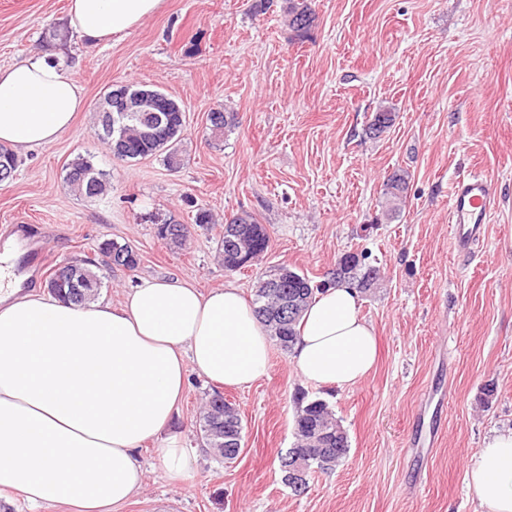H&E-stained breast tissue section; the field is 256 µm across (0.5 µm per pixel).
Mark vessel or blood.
I'll return each instance as SVG.
<instances>
[{"instance_id": "obj_1", "label": "vessel or blood", "mask_w": 512, "mask_h": 512, "mask_svg": "<svg viewBox=\"0 0 512 512\" xmlns=\"http://www.w3.org/2000/svg\"><path fill=\"white\" fill-rule=\"evenodd\" d=\"M492 202V183L487 177L471 174L454 183L448 201V222L457 251H469L484 234Z\"/></svg>"}]
</instances>
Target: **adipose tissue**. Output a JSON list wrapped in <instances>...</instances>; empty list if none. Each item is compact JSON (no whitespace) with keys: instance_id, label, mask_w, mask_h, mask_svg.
<instances>
[{"instance_id":"adipose-tissue-1","label":"adipose tissue","mask_w":512,"mask_h":512,"mask_svg":"<svg viewBox=\"0 0 512 512\" xmlns=\"http://www.w3.org/2000/svg\"><path fill=\"white\" fill-rule=\"evenodd\" d=\"M163 0H68V24L101 41L154 15ZM82 106L64 63L34 54L0 68V144L51 143ZM356 289L319 293L304 312L291 360L318 387H353L378 356ZM271 339L233 284L201 292L144 278L122 303L76 305L21 292L0 267V494L78 512H117L141 487L139 452L156 442L162 476L184 481L192 460L173 424L189 370L227 388L271 367ZM484 512H512V428L495 433L468 470Z\"/></svg>"}]
</instances>
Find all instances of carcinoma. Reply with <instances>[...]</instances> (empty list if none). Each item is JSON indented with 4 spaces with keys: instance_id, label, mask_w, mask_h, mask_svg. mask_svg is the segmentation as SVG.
I'll return each instance as SVG.
<instances>
[{
    "instance_id": "obj_1",
    "label": "carcinoma",
    "mask_w": 512,
    "mask_h": 512,
    "mask_svg": "<svg viewBox=\"0 0 512 512\" xmlns=\"http://www.w3.org/2000/svg\"><path fill=\"white\" fill-rule=\"evenodd\" d=\"M286 12L289 17V26L296 37H305L314 21V14L308 0H288ZM112 108L110 100L102 99L98 111V139L113 148L116 142L112 141V133L106 129L105 119L112 117L106 109ZM155 109L165 117L170 136V147L159 148L147 141L138 132L140 123L130 122L122 134L123 155L126 161H137L147 157H161L165 165L171 169L180 167L182 158L178 143L184 131L185 115L180 104L172 99L168 102L160 101ZM220 123L213 124L211 135L215 138L224 136V132L235 127L237 114L222 111L219 113ZM395 121V113L381 110L374 113L366 128V134L371 138L390 128ZM66 184L78 192L93 197L103 193L108 173L98 168L90 157L77 158L66 168L64 176ZM409 188L408 174L404 171L393 172L388 176L384 188L386 215L393 216L400 211L401 205L407 197ZM233 228L232 234L237 240L233 244L228 237L221 241L222 261L224 270L236 272L239 270L238 262L241 252L249 249L253 258H259L268 249L269 235L264 225L258 223L249 215H232L224 221V228ZM112 246L122 254L116 265L134 272L140 265V255L130 244H121L117 241L104 240L99 246ZM343 263H350L354 271L356 288L361 291L369 290L373 281L379 280L378 270L374 267H365L358 262V256L346 255L341 259ZM81 288H64L59 292L55 289L51 293L75 304H86L95 300L103 287L102 277L98 274L101 263L89 259L79 261ZM300 279L289 280L284 288H268L265 279L258 280L252 306L256 315L268 326L271 337L280 348L289 350L298 334V324L305 307L315 295L321 291L320 287L306 285ZM242 420L237 410L224 404V396L213 392L205 397L199 415V434L202 443L208 448L216 449L215 456L230 463L238 458L236 452L238 443L242 442ZM294 431L296 441L286 454L279 457V469L282 479L295 492L301 493L308 487V477L316 472H327L334 469L349 452L347 434L334 417L328 404L321 399L310 400L299 405L295 420ZM299 470L302 474V483L293 482L289 471Z\"/></svg>"
}]
</instances>
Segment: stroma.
Instances as JSON below:
<instances>
[{"instance_id": "1", "label": "stroma", "mask_w": 512, "mask_h": 512, "mask_svg": "<svg viewBox=\"0 0 512 512\" xmlns=\"http://www.w3.org/2000/svg\"><path fill=\"white\" fill-rule=\"evenodd\" d=\"M68 0H0V67L61 52L83 98L71 126L18 152L0 183V245L30 224L49 266L98 242L129 243L137 271L104 269L102 298L119 304L148 277H176L201 292L231 283L253 296L258 277L287 267L313 283L341 257L364 256L381 284L360 312L376 328L379 359L352 388L304 383L291 354L272 349L261 380L225 390L242 418L230 464L202 450L201 402L214 386L191 373L175 427L197 456L188 479H163L151 446L145 479L119 512H483L467 471L494 431L512 427V0H312L308 39H294L285 0H163L138 27L90 43L71 33ZM156 87L185 109L182 165L115 159L97 140L96 104L112 86ZM395 121L365 130L379 107ZM238 123L214 139L210 110ZM92 157L111 186L86 197L67 187L69 163ZM402 170L400 213L382 212L384 184ZM478 171L496 201L485 238L457 254L448 230L453 183ZM215 222L194 223L198 209ZM250 213L269 234L264 255L225 271L224 219ZM188 225L177 248L157 236ZM322 399L349 452L313 474L302 494L282 480L299 398Z\"/></svg>"}]
</instances>
